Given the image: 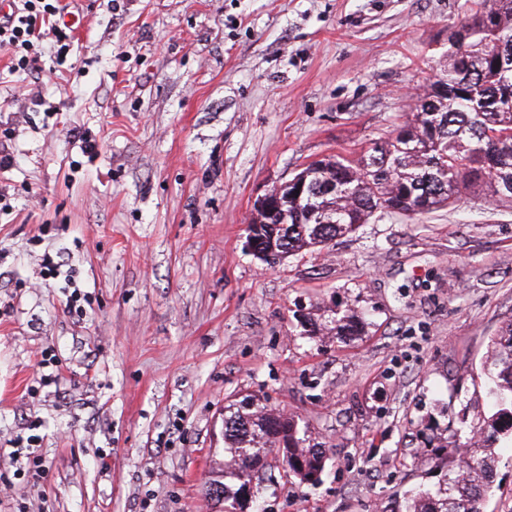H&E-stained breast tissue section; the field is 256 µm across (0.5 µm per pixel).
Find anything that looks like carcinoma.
<instances>
[{
    "label": "carcinoma",
    "instance_id": "1",
    "mask_svg": "<svg viewBox=\"0 0 512 512\" xmlns=\"http://www.w3.org/2000/svg\"><path fill=\"white\" fill-rule=\"evenodd\" d=\"M467 33L448 43V65L419 97L411 117L384 143L355 159L329 157L306 168V181L288 186V216L265 217L257 238L264 248L326 247L377 212L412 218L460 202L479 187L486 199L512 204V0H476L459 23ZM323 328L358 336L360 322L333 310ZM497 410L471 429L438 479L407 494L391 512H483L496 474L495 444L512 439V319L492 340L483 363ZM224 472L206 494L237 512L256 474L278 470L300 485L321 482L326 452L308 430L275 411L264 397L253 408L224 406Z\"/></svg>",
    "mask_w": 512,
    "mask_h": 512
}]
</instances>
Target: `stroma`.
<instances>
[{
    "mask_svg": "<svg viewBox=\"0 0 512 512\" xmlns=\"http://www.w3.org/2000/svg\"><path fill=\"white\" fill-rule=\"evenodd\" d=\"M473 2L78 0L65 61L47 39L13 73L0 51V512H221L204 484L245 394L328 456L318 485L264 480L265 512H391L430 481L429 441L492 415L512 206L378 215L271 267L245 248L257 195L405 121ZM337 307L362 335L311 334ZM33 434L37 479L11 456ZM498 453L484 510L512 512Z\"/></svg>",
    "mask_w": 512,
    "mask_h": 512,
    "instance_id": "stroma-1",
    "label": "stroma"
}]
</instances>
